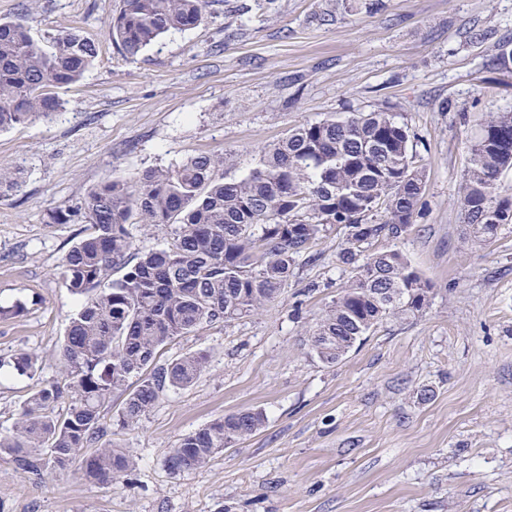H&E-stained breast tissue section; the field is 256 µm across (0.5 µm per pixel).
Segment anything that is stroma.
Returning a JSON list of instances; mask_svg holds the SVG:
<instances>
[{"instance_id":"obj_1","label":"stroma","mask_w":512,"mask_h":512,"mask_svg":"<svg viewBox=\"0 0 512 512\" xmlns=\"http://www.w3.org/2000/svg\"><path fill=\"white\" fill-rule=\"evenodd\" d=\"M118 0H0L43 40L77 29L99 46L65 109L0 132V166L21 186L0 198V432L34 379L11 363L38 357L56 377L80 306L61 277L84 224L49 226V208L102 182L201 153L219 174L254 167L289 129L383 110L408 124L426 183L395 249L433 288L429 309L380 323L334 365L310 332L351 277L330 228L299 257L281 297L258 313L174 338L167 360L209 355L188 388L166 392L133 429L124 396L102 409L107 437L134 467L109 485L77 468L34 476L0 456V512H512V225L489 245L468 240L458 206L467 139L512 111V72L491 64L512 41V0H214L201 25L133 59L112 47ZM332 13L322 22L323 13ZM262 410L265 424L196 473L170 468L183 435L212 419Z\"/></svg>"}]
</instances>
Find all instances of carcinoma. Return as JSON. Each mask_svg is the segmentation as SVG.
<instances>
[{
	"label": "carcinoma",
	"instance_id": "1",
	"mask_svg": "<svg viewBox=\"0 0 512 512\" xmlns=\"http://www.w3.org/2000/svg\"><path fill=\"white\" fill-rule=\"evenodd\" d=\"M212 0H120L109 24L125 59L165 34L201 24ZM98 58L96 43L68 30L38 40L21 19L0 20V131L60 111L58 90L78 82ZM410 134L391 112H357L307 123L265 147L258 164L231 180L216 177L224 158L189 157L150 168L133 184L106 181L74 205L53 207L45 223L88 224L68 250L62 275L81 301L59 347L60 376L23 401L0 455L33 475L80 462L82 476L108 484L130 470L122 449L101 443L100 410L126 393L118 415L137 427L166 391L189 387L207 369L202 351L158 363L161 348L201 327L256 312L276 301L298 257L329 226L345 230L339 254L353 276L319 318L311 349L336 364L387 318L422 314L432 288L397 250L363 245L398 238L414 223L426 173L414 165ZM459 208L466 235L491 243L512 224V112L489 114L467 139ZM173 228L164 248L133 253L129 224ZM122 275L112 278V272ZM16 369L35 376L29 354ZM68 406L57 411L61 401ZM260 410L217 417L178 440L170 468L199 472L214 456L256 433Z\"/></svg>",
	"mask_w": 512,
	"mask_h": 512
}]
</instances>
